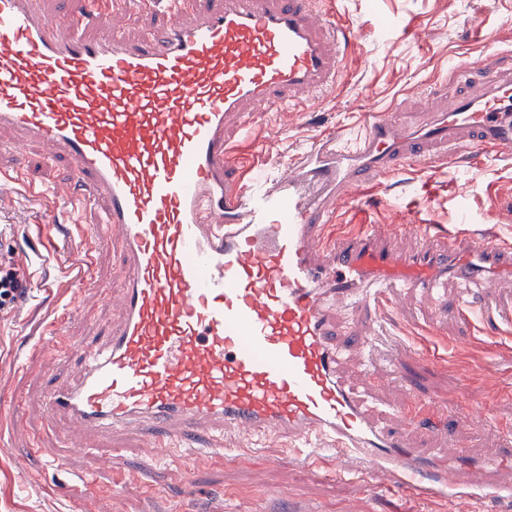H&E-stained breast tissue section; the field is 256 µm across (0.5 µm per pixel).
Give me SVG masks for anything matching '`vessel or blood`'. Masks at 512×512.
I'll use <instances>...</instances> for the list:
<instances>
[{"instance_id": "b4317fda", "label": "vessel or blood", "mask_w": 512, "mask_h": 512, "mask_svg": "<svg viewBox=\"0 0 512 512\" xmlns=\"http://www.w3.org/2000/svg\"><path fill=\"white\" fill-rule=\"evenodd\" d=\"M156 9L161 29L129 37L131 3ZM64 16L44 0H0V129L10 151L39 145L68 159L76 181L47 188L22 163L0 185L42 206L65 204L102 219L83 238L121 257V313L99 341L67 325L109 297L92 252L73 256V297L44 326L66 336L80 369L47 384L43 410L65 432L139 429L152 455L197 436L223 457L224 430L256 441L295 439L311 464L341 475L350 452L391 491L475 505L512 499L498 450L474 462L455 449L432 457L380 425L339 377L335 305L369 313L414 302L440 277L487 279L512 270V245L490 230L468 236L421 225L425 247L403 253L396 224L328 233L333 202L358 199L380 179L440 156L512 151V69L494 36L459 59L458 75L486 74L479 92L455 95L422 126L371 113L351 135L317 134L275 171L240 166L227 119L250 134L265 106L300 111L332 91L355 42L354 24L313 0H68ZM109 24L106 38L91 27ZM14 396H0V446L21 425Z\"/></svg>"}]
</instances>
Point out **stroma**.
I'll use <instances>...</instances> for the list:
<instances>
[{
	"instance_id": "35a3bbf8",
	"label": "stroma",
	"mask_w": 512,
	"mask_h": 512,
	"mask_svg": "<svg viewBox=\"0 0 512 512\" xmlns=\"http://www.w3.org/2000/svg\"><path fill=\"white\" fill-rule=\"evenodd\" d=\"M316 5L360 24L359 43L343 62L333 93L306 100L301 114L267 113L244 146L250 164L265 169L285 164L306 146L315 126L347 132L371 112L390 108L401 122L428 123L459 89L451 61L478 54L485 33L496 35L500 64L512 68V0H316ZM394 20L409 23L421 41L389 34L386 27ZM19 158L39 181L59 184L74 176L71 162H45L33 145L19 157L0 153V166ZM371 193L377 204L348 202L338 213V225L349 230L358 224L430 223L455 230L464 207L484 214L489 230L512 241V155L439 159L380 180ZM67 221L66 212L45 211L22 189L0 188V255L14 254L29 285L13 308L0 312V371L9 373L10 390L21 398L16 413L22 423L9 451L0 454V512H456L444 500L402 499L381 473L369 477L373 496L356 495L351 482L361 474L357 459H347L343 477L328 478L283 448L250 450L249 440L231 430L224 433V458L200 455L190 437L179 455L156 466L146 465L147 441L139 433L98 440L92 444L97 452L120 449L116 467L90 476L93 486L84 496L73 494L42 451L55 449L66 476L79 477L87 474L83 449L90 444L47 427L41 391L47 382L69 380L77 358L49 350L25 356L50 310L72 295L62 266L60 226ZM26 224L44 244L41 256L27 252L19 234ZM46 279L51 288L38 289ZM334 316L346 339L366 343L364 353L344 355L339 373L362 392L384 426L400 428L411 447L424 453H436L453 440L466 461L497 448L502 465L512 468V288L451 278L412 305L384 308L375 324L344 307ZM370 365L403 366L414 382L367 383ZM396 400L425 420L428 431L399 427L388 410ZM473 401L487 406L485 416L470 417ZM117 473L125 480L116 494L112 477Z\"/></svg>"
}]
</instances>
